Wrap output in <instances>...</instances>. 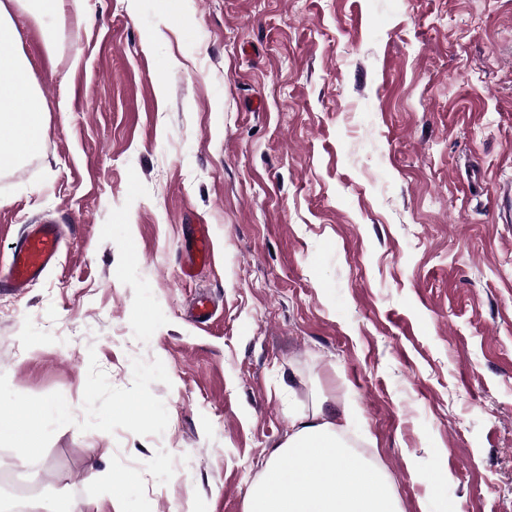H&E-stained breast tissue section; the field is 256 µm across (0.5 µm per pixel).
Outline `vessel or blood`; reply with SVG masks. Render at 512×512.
<instances>
[{
    "instance_id": "b4317fda",
    "label": "vessel or blood",
    "mask_w": 512,
    "mask_h": 512,
    "mask_svg": "<svg viewBox=\"0 0 512 512\" xmlns=\"http://www.w3.org/2000/svg\"><path fill=\"white\" fill-rule=\"evenodd\" d=\"M62 230L56 224H33L10 249L9 261L0 269V287L20 292L36 282L58 259ZM211 242L207 225L194 227V239L181 267L183 277H192L198 265L209 263Z\"/></svg>"
}]
</instances>
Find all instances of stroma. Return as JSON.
Returning a JSON list of instances; mask_svg holds the SVG:
<instances>
[{
	"label": "stroma",
	"mask_w": 512,
	"mask_h": 512,
	"mask_svg": "<svg viewBox=\"0 0 512 512\" xmlns=\"http://www.w3.org/2000/svg\"><path fill=\"white\" fill-rule=\"evenodd\" d=\"M18 23L46 131L0 171V255L71 232L0 288V403L72 412L1 467L44 506L244 512L324 399L403 512H512V0H68L50 51ZM62 239L58 224H30L10 248L8 264L0 272V287L21 292L36 282L57 261ZM211 259V242L207 224H195L194 239L187 250L186 259L181 267L185 278H191L198 265L208 264Z\"/></svg>",
	"instance_id": "1"
}]
</instances>
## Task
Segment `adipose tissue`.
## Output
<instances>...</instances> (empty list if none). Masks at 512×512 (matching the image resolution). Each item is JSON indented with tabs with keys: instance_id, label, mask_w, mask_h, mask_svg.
Listing matches in <instances>:
<instances>
[{
	"instance_id": "obj_1",
	"label": "adipose tissue",
	"mask_w": 512,
	"mask_h": 512,
	"mask_svg": "<svg viewBox=\"0 0 512 512\" xmlns=\"http://www.w3.org/2000/svg\"><path fill=\"white\" fill-rule=\"evenodd\" d=\"M19 40L5 0H0V170L39 143L45 130L46 106L31 72L6 50ZM68 414L60 402L47 405L38 418L29 415L23 400L0 405V442L33 452L41 445L42 422L62 424ZM353 423L352 413L339 416L320 406L293 423L251 486L245 512H401L381 469L345 443Z\"/></svg>"
}]
</instances>
